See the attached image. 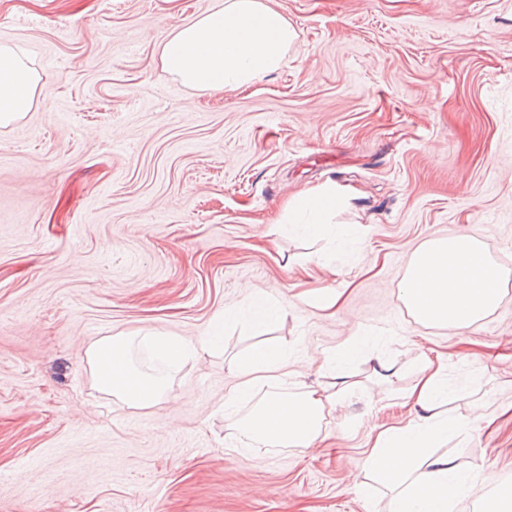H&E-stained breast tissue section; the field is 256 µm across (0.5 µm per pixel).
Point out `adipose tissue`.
Wrapping results in <instances>:
<instances>
[{"label": "adipose tissue", "mask_w": 512, "mask_h": 512, "mask_svg": "<svg viewBox=\"0 0 512 512\" xmlns=\"http://www.w3.org/2000/svg\"><path fill=\"white\" fill-rule=\"evenodd\" d=\"M295 37L287 17L267 0H224L223 5L168 33L159 44L160 58L163 70L186 88L232 91L280 69ZM39 81L23 49L0 44V126L30 110L42 92ZM345 197L332 183L304 191L288 203L290 230L323 234L329 214ZM504 278L487 249L469 236L430 239L410 260L401 298L419 322L465 329L497 307ZM279 316V306L253 293L246 307L225 311L212 321L200 346L158 331L139 337L108 336L89 347L87 360L100 391L133 407H152L162 401L167 381L140 370L134 363V348L149 347L167 367L176 368L196 349L219 346L225 324L244 320L263 327ZM287 363L288 354L279 346L252 347L237 365L242 380L225 399V409L255 397V388L269 383L271 372ZM448 392L443 365L427 363L407 395L415 418L370 438L371 446L360 466L392 485L390 512H455L457 503L472 493L471 478L448 456L432 452L449 433L469 427L464 419L443 417L441 406ZM258 400L252 418L228 423L233 447H310L324 438V411L335 406L336 395L325 388L299 393L268 391Z\"/></svg>", "instance_id": "ef3b65f1"}]
</instances>
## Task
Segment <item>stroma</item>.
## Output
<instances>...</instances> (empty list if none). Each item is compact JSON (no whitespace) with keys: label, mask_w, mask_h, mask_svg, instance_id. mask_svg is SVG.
I'll return each mask as SVG.
<instances>
[{"label":"stroma","mask_w":512,"mask_h":512,"mask_svg":"<svg viewBox=\"0 0 512 512\" xmlns=\"http://www.w3.org/2000/svg\"><path fill=\"white\" fill-rule=\"evenodd\" d=\"M221 0H0V43L44 93L0 127V512H388L363 476L369 433L405 424L424 358L442 356L443 450L472 479L512 484V0H270L297 32L281 69L223 93L162 70L172 29ZM353 190L319 239L277 220L300 192ZM459 233L506 273L498 307L452 331L400 298L416 248ZM339 293L335 311L303 294ZM282 307L265 330L171 372L165 399L102 393L105 336L199 344L248 291ZM353 390L309 448H231L224 400L260 342L288 353L280 390ZM398 371L378 379L376 358Z\"/></svg>","instance_id":"stroma-1"}]
</instances>
